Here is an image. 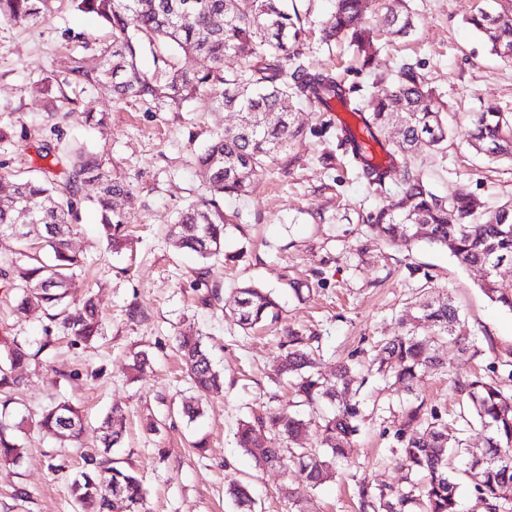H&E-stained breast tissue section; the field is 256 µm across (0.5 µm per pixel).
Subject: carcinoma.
<instances>
[{"label":"carcinoma","instance_id":"cac0c4a2","mask_svg":"<svg viewBox=\"0 0 512 512\" xmlns=\"http://www.w3.org/2000/svg\"><path fill=\"white\" fill-rule=\"evenodd\" d=\"M58 0H0V24H37L56 9ZM72 7L109 26L112 41L90 58L71 59L64 71L55 68L43 79L49 111L58 112L74 103L67 89L103 92L112 99L149 98L161 107L178 110L206 87L223 86L216 96V110L237 112L243 121L231 130L218 131L197 157V166L208 182L211 199L191 204L175 223V245L207 260L220 255L228 220L220 207L224 195H241L269 166L288 153L301 128L294 104L309 101L324 112L335 102L350 105L360 115L366 136L388 156L384 169L374 165L345 125L336 129L337 147L355 164L358 177L375 190L397 180L396 199L369 216L370 227L382 240L401 238L407 243L426 242L442 248L463 267L484 270L479 289L490 301L512 312V286L497 279L498 267L512 264V202L489 210L476 196L462 189L452 197L436 194L411 165L423 150L446 148L450 128L448 113L441 111L428 79L413 63L399 68L392 87L370 112L355 104L360 91L337 75L311 70L299 63L290 79L283 75L282 60L299 59L298 46L305 29L297 9L287 0H70ZM371 0H334V9L321 29L322 42L346 40L366 66L371 61L373 30L367 12ZM468 23L480 33L491 52L512 48V12L480 10ZM385 26L393 35L413 31L408 7L392 12ZM148 43L163 50L175 48L204 57L209 65L188 72L174 69L170 61L149 75L138 65L137 52ZM399 139H389L393 125ZM469 146L485 158L512 159V113L488 107L474 115ZM62 151L69 157L58 171L59 154L51 139H44L40 158L46 161L38 174L13 185L10 196L0 198V239L17 247L23 260L0 269V276L16 290V308L24 312L36 306L76 342L89 343L102 334L99 309L92 295L76 301L68 293L70 279L82 267L81 257L69 244L72 225L85 204L82 185L95 182L93 201L101 216L104 239L112 247L128 241L129 214L124 202L132 184L103 168L102 157L88 150ZM29 209L36 227L24 236L13 234L18 209ZM278 303L270 293L252 285L235 289L232 316L244 329L278 317ZM413 324L399 322L400 332L375 346L373 363L382 377L393 380L413 396L402 406L401 424L395 436L398 464L410 479L395 493L372 491L375 512H460L461 484L457 472L471 477L486 512H512V502L502 491L512 486V390L477 374L452 378L465 409L457 418L429 408L419 399L423 376L442 369L444 349L467 348L464 319L448 298L416 302ZM315 336L288 331L283 342L279 372L292 379L296 411L268 408L254 421L238 423L240 448L263 467L288 469L293 465L302 487L315 489L332 478L348 459L359 432L362 410L359 389L352 387L354 365L341 362L336 372L319 368ZM47 347L35 350L15 337L0 336V462L19 464L24 457L20 433L23 422L6 419L13 394L22 385L18 372ZM178 351L197 395L182 401L181 414L192 422L204 413L203 399L223 392L224 382L214 368L201 336H181ZM303 407L318 416V447H290L306 431L311 420L298 411ZM486 431V448L476 454L466 447L464 435L473 424ZM123 411L112 409L103 421L101 450L86 461V468L72 480L78 512H143L147 490L135 470L116 464L112 448L121 443ZM38 428L62 443L77 444L85 429L81 411L67 400L47 406L36 421ZM268 440L256 441V430ZM228 495L237 512H255L256 502L248 485L230 484Z\"/></svg>","mask_w":512,"mask_h":512}]
</instances>
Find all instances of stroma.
I'll use <instances>...</instances> for the list:
<instances>
[{
    "instance_id": "stroma-1",
    "label": "stroma",
    "mask_w": 512,
    "mask_h": 512,
    "mask_svg": "<svg viewBox=\"0 0 512 512\" xmlns=\"http://www.w3.org/2000/svg\"><path fill=\"white\" fill-rule=\"evenodd\" d=\"M293 2L307 30L306 64L360 86V106L373 104L401 63L420 65L451 127L444 153L415 161L438 194L464 189L491 207L512 201V162L489 163L466 142L472 113L489 106L512 112V63L492 55L468 19L481 8H512V0H408L414 31L380 37L366 69L347 45L319 43L331 0ZM70 31L83 34L84 43L68 41ZM109 38L96 18L66 6L25 28L0 26V127L18 133L0 143V195L41 164L37 148L47 105L38 82L48 61L65 64ZM76 109L55 121L65 143L93 149L107 171L132 182L130 239L121 250L107 247L89 202L72 228L71 246L84 255L85 267L69 294L93 293L104 324L103 336L89 344L48 328L41 310L16 314L15 291L0 279V333L42 349L36 366L22 373L10 418L33 417L65 398L88 422L81 445L66 448L26 427L22 463L0 465V512H77L71 480L96 453L102 422L115 405L126 421L123 443L112 455L143 477L145 512H236L225 493L234 479L250 483L257 512H287L295 476L259 470L235 441L239 420L288 403L287 380L277 374L286 330L319 337L324 371L342 360L364 363L378 340L397 331L400 318L414 315L423 290L451 297L475 336L467 350L448 352L449 368L512 384V370L500 363L512 353V313L482 294L480 270L463 268L428 244L385 242L369 232L367 216L397 187L388 184L380 193L357 178L337 146L332 113L297 106L304 132L286 164L255 180L249 193L225 198L222 208L235 222L226 228L222 254L203 261L175 247L172 227L179 211L208 198L195 158L218 129L237 123V114L216 111L206 92L176 112L91 92L79 95ZM89 111L105 113V126L86 124L82 115ZM250 284L270 292L280 310L276 322L245 330L224 306L234 288ZM183 333L202 336L224 374L223 395L208 401L191 424L178 412L181 399L192 394L175 350ZM140 351L148 353L150 366L130 371ZM361 396L366 406L356 450L334 479L306 493L304 512H363L359 482L385 490L405 482L393 450L406 393L371 375ZM149 418L158 433L145 430ZM200 438L207 441L202 452L192 446Z\"/></svg>"
}]
</instances>
